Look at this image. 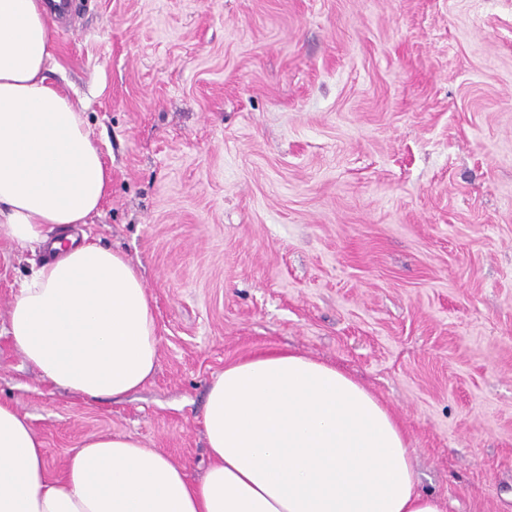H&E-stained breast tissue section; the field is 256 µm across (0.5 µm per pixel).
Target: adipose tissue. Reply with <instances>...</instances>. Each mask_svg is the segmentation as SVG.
I'll use <instances>...</instances> for the list:
<instances>
[{
    "label": "adipose tissue",
    "mask_w": 512,
    "mask_h": 512,
    "mask_svg": "<svg viewBox=\"0 0 512 512\" xmlns=\"http://www.w3.org/2000/svg\"><path fill=\"white\" fill-rule=\"evenodd\" d=\"M44 0H0V236L56 249L20 284L7 334L42 380L87 400L126 397L152 377L157 324L139 269L49 224H83L112 174L81 101L50 78ZM200 482L139 439L84 442L49 474L26 417L0 404V512H446L418 490L395 417L336 366L287 352L227 365L203 412Z\"/></svg>",
    "instance_id": "adipose-tissue-1"
}]
</instances>
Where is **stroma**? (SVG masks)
I'll use <instances>...</instances> for the list:
<instances>
[{"label":"stroma","instance_id":"35a3bbf8","mask_svg":"<svg viewBox=\"0 0 512 512\" xmlns=\"http://www.w3.org/2000/svg\"><path fill=\"white\" fill-rule=\"evenodd\" d=\"M51 78L112 171L88 223L159 338L120 400L43 382L5 333L41 249L0 238V402L60 475L130 435L201 481L226 365L293 349L371 391L447 512H512V0H72Z\"/></svg>","mask_w":512,"mask_h":512}]
</instances>
